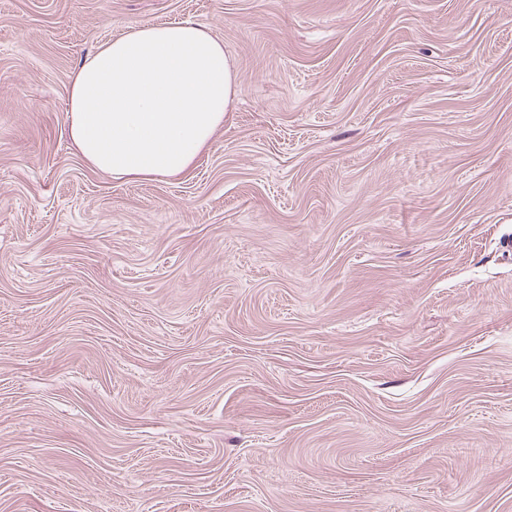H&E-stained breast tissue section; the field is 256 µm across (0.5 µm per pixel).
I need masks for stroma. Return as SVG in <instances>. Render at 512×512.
Segmentation results:
<instances>
[{
  "label": "stroma",
  "mask_w": 512,
  "mask_h": 512,
  "mask_svg": "<svg viewBox=\"0 0 512 512\" xmlns=\"http://www.w3.org/2000/svg\"><path fill=\"white\" fill-rule=\"evenodd\" d=\"M192 21L238 93L117 182L70 78ZM512 0H0V512H512Z\"/></svg>",
  "instance_id": "1"
}]
</instances>
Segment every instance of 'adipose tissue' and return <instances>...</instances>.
I'll use <instances>...</instances> for the list:
<instances>
[{
    "instance_id": "1",
    "label": "adipose tissue",
    "mask_w": 512,
    "mask_h": 512,
    "mask_svg": "<svg viewBox=\"0 0 512 512\" xmlns=\"http://www.w3.org/2000/svg\"><path fill=\"white\" fill-rule=\"evenodd\" d=\"M237 94L224 45L183 21L130 29L87 54L65 113L82 158L116 181L184 173Z\"/></svg>"
}]
</instances>
